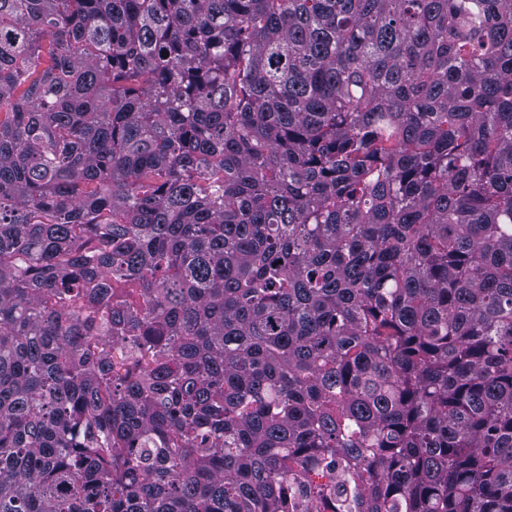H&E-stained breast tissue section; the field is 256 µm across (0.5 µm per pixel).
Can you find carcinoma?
<instances>
[{"instance_id": "carcinoma-1", "label": "carcinoma", "mask_w": 512, "mask_h": 512, "mask_svg": "<svg viewBox=\"0 0 512 512\" xmlns=\"http://www.w3.org/2000/svg\"><path fill=\"white\" fill-rule=\"evenodd\" d=\"M0 512H512V0H0Z\"/></svg>"}]
</instances>
